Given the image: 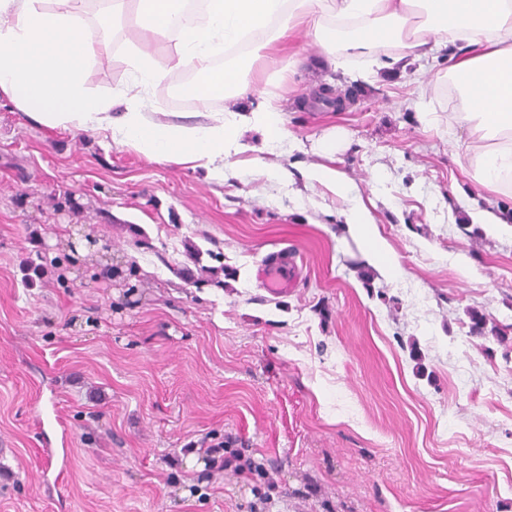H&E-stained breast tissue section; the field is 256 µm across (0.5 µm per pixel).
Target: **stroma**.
Segmentation results:
<instances>
[{"label":"stroma","mask_w":512,"mask_h":512,"mask_svg":"<svg viewBox=\"0 0 512 512\" xmlns=\"http://www.w3.org/2000/svg\"><path fill=\"white\" fill-rule=\"evenodd\" d=\"M129 38L91 91L135 82ZM288 53L246 76L282 138L245 132L220 178L0 97V512H512V186L476 183L443 121L448 53L372 76L311 36ZM184 73L148 116L214 124L223 100L177 98ZM282 248L301 273L274 294L256 273ZM204 440L276 487L213 471Z\"/></svg>","instance_id":"1"}]
</instances>
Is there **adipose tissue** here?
<instances>
[{
    "label": "adipose tissue",
    "instance_id": "ef3b65f1",
    "mask_svg": "<svg viewBox=\"0 0 512 512\" xmlns=\"http://www.w3.org/2000/svg\"><path fill=\"white\" fill-rule=\"evenodd\" d=\"M83 3L53 0L46 8L41 0H0V96L39 122L108 130L151 160L193 163L220 177L225 159L243 150L244 130L258 129L269 142L282 136L274 95L242 111L234 104L244 92L241 76L258 59H273L289 40L313 34L331 64L340 49L371 58L394 45L403 56L422 59L444 48L463 98L448 123L470 131L466 150L474 179L496 185L512 178V0H203L200 25L185 21L187 0H112L113 18L126 19L138 34L129 57L138 79L107 95L86 86L85 72L110 59V29L90 28ZM255 31L263 37L250 53L214 65L220 46L236 45ZM172 38L174 64L198 74L183 95L229 103L224 122L191 128L147 117L141 90L164 74L150 49ZM117 102L125 110L116 119Z\"/></svg>",
    "mask_w": 512,
    "mask_h": 512
}]
</instances>
